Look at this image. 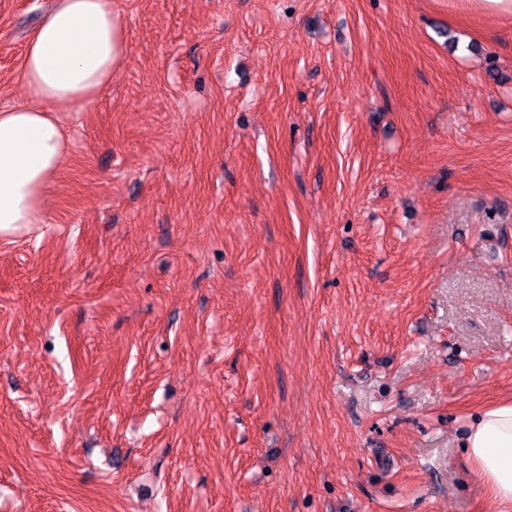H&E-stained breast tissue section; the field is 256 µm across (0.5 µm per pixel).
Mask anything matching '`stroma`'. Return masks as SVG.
Masks as SVG:
<instances>
[{
	"mask_svg": "<svg viewBox=\"0 0 512 512\" xmlns=\"http://www.w3.org/2000/svg\"><path fill=\"white\" fill-rule=\"evenodd\" d=\"M45 223L0 237V512H498L512 21L114 0ZM52 0H0V109ZM469 462L494 501L512 506V401L480 409L465 432Z\"/></svg>",
	"mask_w": 512,
	"mask_h": 512,
	"instance_id": "obj_1",
	"label": "stroma"
}]
</instances>
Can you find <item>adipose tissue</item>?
<instances>
[{
    "label": "adipose tissue",
    "instance_id": "ef3b65f1",
    "mask_svg": "<svg viewBox=\"0 0 512 512\" xmlns=\"http://www.w3.org/2000/svg\"><path fill=\"white\" fill-rule=\"evenodd\" d=\"M126 53L112 0H53L20 66L29 103L0 110V235L41 224L68 150L61 112L91 106ZM469 462L494 501L512 506V401L480 409L465 432Z\"/></svg>",
    "mask_w": 512,
    "mask_h": 512
}]
</instances>
